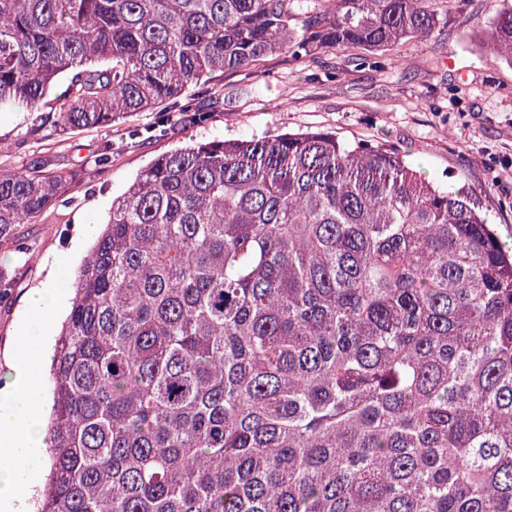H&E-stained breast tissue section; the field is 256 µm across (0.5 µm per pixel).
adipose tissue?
Returning a JSON list of instances; mask_svg holds the SVG:
<instances>
[{
  "label": "adipose tissue",
  "instance_id": "adipose-tissue-1",
  "mask_svg": "<svg viewBox=\"0 0 512 512\" xmlns=\"http://www.w3.org/2000/svg\"><path fill=\"white\" fill-rule=\"evenodd\" d=\"M50 328L29 327L0 377V512H30L47 472V399L35 382L49 357Z\"/></svg>",
  "mask_w": 512,
  "mask_h": 512
}]
</instances>
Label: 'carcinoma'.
Here are the masks:
<instances>
[{
    "instance_id": "cac0c4a2",
    "label": "carcinoma",
    "mask_w": 512,
    "mask_h": 512,
    "mask_svg": "<svg viewBox=\"0 0 512 512\" xmlns=\"http://www.w3.org/2000/svg\"><path fill=\"white\" fill-rule=\"evenodd\" d=\"M443 0H0V110L108 128L272 54H375ZM482 51L512 65V6ZM209 103L180 109L199 125ZM72 176L0 169V244ZM36 512H512V253L467 190L325 131L151 160L75 272Z\"/></svg>"
}]
</instances>
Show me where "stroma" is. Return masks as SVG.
Listing matches in <instances>:
<instances>
[{
	"label": "stroma",
	"mask_w": 512,
	"mask_h": 512,
	"mask_svg": "<svg viewBox=\"0 0 512 512\" xmlns=\"http://www.w3.org/2000/svg\"><path fill=\"white\" fill-rule=\"evenodd\" d=\"M512 0H445L446 18L430 36L399 46L401 63L355 65L349 50L322 49L296 61L270 55L248 70L225 72L208 84L215 107L201 125L143 142L132 129L177 117L175 105L116 120L109 128L34 133L40 115L0 112V168L48 160L51 169L78 172L62 201L35 223L18 225L15 240L0 245V356L11 351L24 323L59 329L69 296L58 308L31 310L30 292L49 270L70 278L81 254L72 250L86 224L106 220L120 195L151 159L189 142L249 139L327 130L350 142L397 149L422 176L465 187L480 202L502 242L512 246V66L488 59L475 43L488 19ZM110 145L106 166L94 164Z\"/></svg>",
	"instance_id": "obj_1"
}]
</instances>
